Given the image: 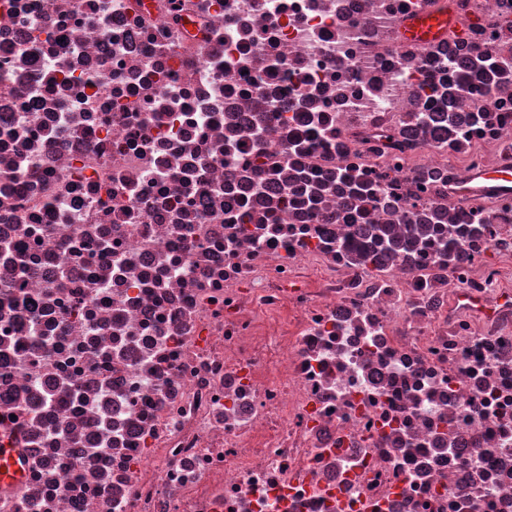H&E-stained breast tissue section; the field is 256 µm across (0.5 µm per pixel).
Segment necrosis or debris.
Returning <instances> with one entry per match:
<instances>
[{
	"label": "necrosis or debris",
	"mask_w": 512,
	"mask_h": 512,
	"mask_svg": "<svg viewBox=\"0 0 512 512\" xmlns=\"http://www.w3.org/2000/svg\"><path fill=\"white\" fill-rule=\"evenodd\" d=\"M426 2L0 0V512H512V0ZM456 27L457 18L450 0H436L401 21L403 37L420 48L448 36V31ZM465 190L487 196L512 192V165L471 171L467 175Z\"/></svg>",
	"instance_id": "obj_1"
}]
</instances>
